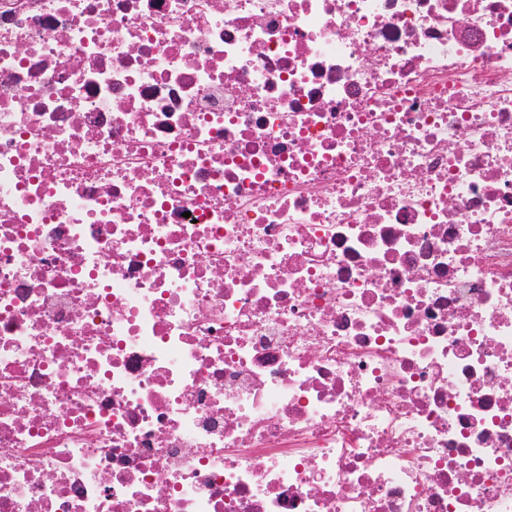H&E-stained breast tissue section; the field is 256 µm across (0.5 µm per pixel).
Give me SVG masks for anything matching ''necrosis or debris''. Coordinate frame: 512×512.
I'll return each mask as SVG.
<instances>
[{
    "mask_svg": "<svg viewBox=\"0 0 512 512\" xmlns=\"http://www.w3.org/2000/svg\"><path fill=\"white\" fill-rule=\"evenodd\" d=\"M0 512H512V0H0Z\"/></svg>",
    "mask_w": 512,
    "mask_h": 512,
    "instance_id": "necrosis-or-debris-1",
    "label": "necrosis or debris"
}]
</instances>
